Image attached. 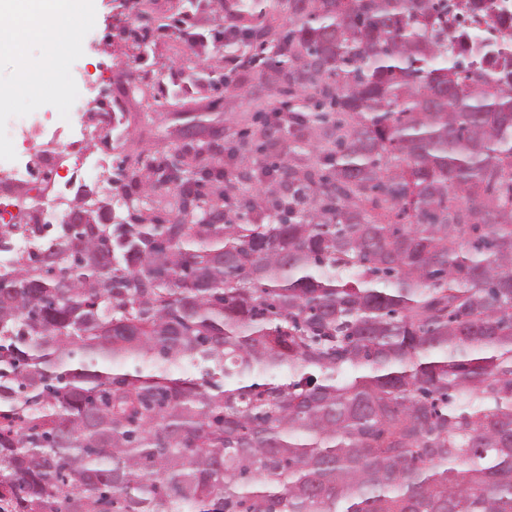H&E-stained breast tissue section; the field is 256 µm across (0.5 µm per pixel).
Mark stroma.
<instances>
[{
    "label": "stroma",
    "instance_id": "obj_1",
    "mask_svg": "<svg viewBox=\"0 0 512 512\" xmlns=\"http://www.w3.org/2000/svg\"><path fill=\"white\" fill-rule=\"evenodd\" d=\"M90 5V20L64 54L61 66L70 76L59 82L56 95H48L40 84L0 106L2 126L21 116L55 133L61 145L81 140L71 169L86 170L101 155L113 164L140 154L161 161L171 145L180 144L178 131L191 116L205 115L207 124L199 137L211 144L225 116L241 122L250 118L255 105L277 107L273 72L243 73L241 89L225 90L216 83L224 71L223 53H212L206 63L178 39L151 41L139 49L123 36L134 22L135 7H123L121 0H91ZM73 97L80 98V109L65 113L64 103ZM101 97L113 111L124 113V139L108 138L104 114L95 105Z\"/></svg>",
    "mask_w": 512,
    "mask_h": 512
}]
</instances>
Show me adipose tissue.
<instances>
[{"label": "adipose tissue", "instance_id": "1", "mask_svg": "<svg viewBox=\"0 0 512 512\" xmlns=\"http://www.w3.org/2000/svg\"><path fill=\"white\" fill-rule=\"evenodd\" d=\"M89 14L88 0H0V50L15 58V86L36 85L54 69V54L29 56L25 43L37 38L49 45L72 39L76 22Z\"/></svg>", "mask_w": 512, "mask_h": 512}]
</instances>
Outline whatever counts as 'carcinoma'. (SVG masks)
<instances>
[{
    "label": "carcinoma",
    "instance_id": "obj_1",
    "mask_svg": "<svg viewBox=\"0 0 512 512\" xmlns=\"http://www.w3.org/2000/svg\"><path fill=\"white\" fill-rule=\"evenodd\" d=\"M486 10L235 0L225 48L288 100L233 177L174 148L63 224L0 226L40 241L0 271V512H512V49L472 36Z\"/></svg>",
    "mask_w": 512,
    "mask_h": 512
}]
</instances>
